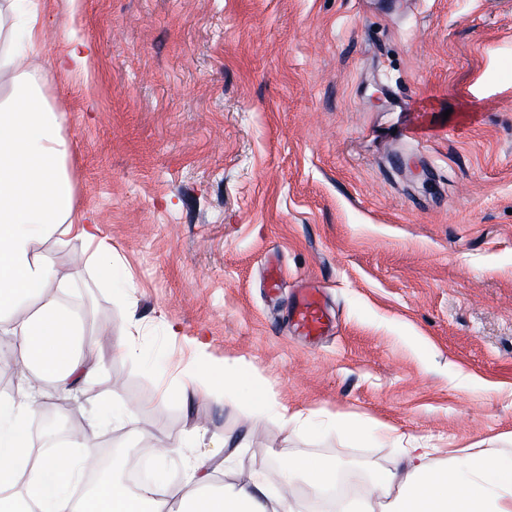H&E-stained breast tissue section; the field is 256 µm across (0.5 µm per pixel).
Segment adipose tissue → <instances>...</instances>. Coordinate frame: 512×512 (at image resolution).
I'll return each instance as SVG.
<instances>
[{
  "label": "adipose tissue",
  "instance_id": "obj_1",
  "mask_svg": "<svg viewBox=\"0 0 512 512\" xmlns=\"http://www.w3.org/2000/svg\"><path fill=\"white\" fill-rule=\"evenodd\" d=\"M15 4L0 0V334L14 337L20 360L1 359L0 369H31L37 378L19 380L13 394L0 397V512H299L290 495L296 479L316 497L336 486V468L324 459L271 464L260 484L250 477L218 489L210 472L192 467L180 485L158 480L134 490L105 478L80 495L76 488L99 457L93 440L75 439L65 452L37 448L30 421L42 395L38 379L52 381L70 399L94 371L83 325L61 301L69 277L49 262L46 247L81 240L104 272L119 258L94 217L76 206L63 112L45 104L35 79L44 63H27L16 52L18 30L34 49L44 25L34 11L17 26ZM186 345L185 393L217 404L231 394L257 415L300 420L245 362L215 359L198 338ZM436 453L406 448L404 469L372 476L381 500L365 499L355 512H512V464H503L493 449L469 453L461 469L433 467Z\"/></svg>",
  "mask_w": 512,
  "mask_h": 512
}]
</instances>
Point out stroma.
Masks as SVG:
<instances>
[{"label":"stroma","instance_id":"stroma-1","mask_svg":"<svg viewBox=\"0 0 512 512\" xmlns=\"http://www.w3.org/2000/svg\"><path fill=\"white\" fill-rule=\"evenodd\" d=\"M33 7L45 57L68 36L94 48L87 71L37 80L65 108L76 201L120 259L104 278L80 240L48 249L103 361L83 410L52 392L44 409L123 449L200 423L152 460L172 483L228 435L248 445L221 485L302 455L392 469V428L512 462V0H19L17 21ZM411 124L436 134L401 139ZM301 280L331 335L288 326ZM165 320L304 422L248 434L234 400L186 399ZM132 325L133 358L112 343ZM330 413L365 436L322 429Z\"/></svg>","mask_w":512,"mask_h":512}]
</instances>
